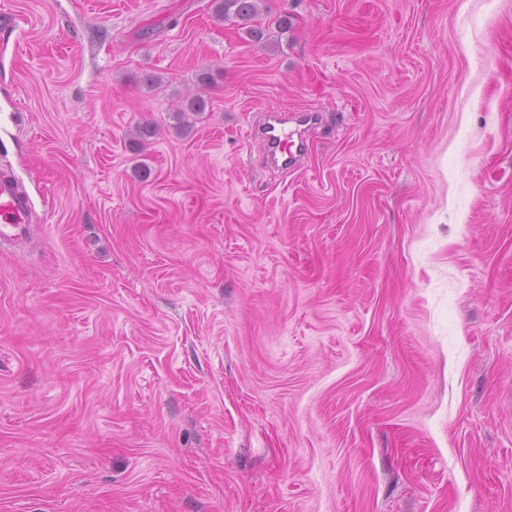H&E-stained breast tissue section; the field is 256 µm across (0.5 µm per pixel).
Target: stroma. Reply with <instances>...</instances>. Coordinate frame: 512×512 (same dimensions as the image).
Here are the masks:
<instances>
[{"label":"stroma","mask_w":512,"mask_h":512,"mask_svg":"<svg viewBox=\"0 0 512 512\" xmlns=\"http://www.w3.org/2000/svg\"><path fill=\"white\" fill-rule=\"evenodd\" d=\"M8 2L0 512H512V0ZM213 2L217 21L234 20L238 26H241L240 29H245V33L253 42L262 45L270 43L269 27L263 28L257 19L262 11L269 13L267 6L264 10L259 7L260 3L265 2L264 0H214ZM212 106L209 99L201 95H195L182 101L178 108L177 117L179 122L184 126H190L193 122L189 121L190 116H200ZM266 112V121L260 130V135L275 164L282 173H288L298 153L302 151V131L288 129L290 119L288 114L282 113L284 111L280 108H270ZM32 209L14 177L0 174V246H22L28 239Z\"/></svg>","instance_id":"35a3bbf8"}]
</instances>
